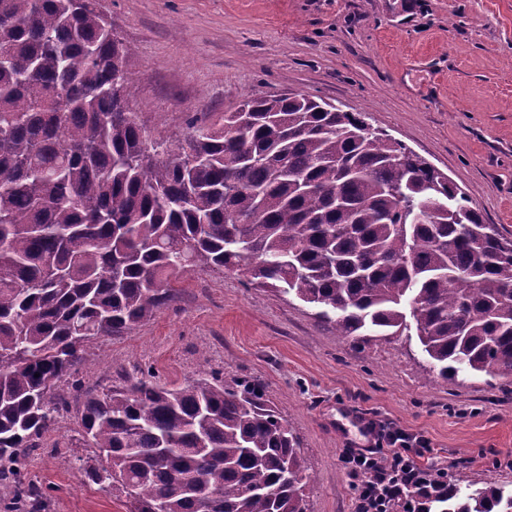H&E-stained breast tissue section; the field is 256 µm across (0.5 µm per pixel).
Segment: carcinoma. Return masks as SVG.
Returning <instances> with one entry per match:
<instances>
[{
    "mask_svg": "<svg viewBox=\"0 0 512 512\" xmlns=\"http://www.w3.org/2000/svg\"><path fill=\"white\" fill-rule=\"evenodd\" d=\"M0 478L25 475L92 341L132 333L194 268L320 309L338 336L413 319L430 371L512 377V239L403 142L304 93L145 138L132 49L91 0H0ZM86 469L129 512H304L300 440L259 386L152 373L82 400ZM423 512H512L485 485Z\"/></svg>",
    "mask_w": 512,
    "mask_h": 512,
    "instance_id": "1",
    "label": "carcinoma"
}]
</instances>
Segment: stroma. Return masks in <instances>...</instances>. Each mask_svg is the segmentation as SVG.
Listing matches in <instances>:
<instances>
[{
	"instance_id": "stroma-1",
	"label": "stroma",
	"mask_w": 512,
	"mask_h": 512,
	"mask_svg": "<svg viewBox=\"0 0 512 512\" xmlns=\"http://www.w3.org/2000/svg\"><path fill=\"white\" fill-rule=\"evenodd\" d=\"M134 54L130 108L150 137L222 122L247 94L302 92L362 112L512 238V0H95ZM131 334L94 341L79 372L97 393L151 370L168 387L217 372L257 383L301 441L305 512H354L342 461L369 424L424 436L460 486L512 492V378L444 380L408 327L338 336L316 308L196 269ZM79 401L39 441L29 475L44 512H127L88 479Z\"/></svg>"
}]
</instances>
